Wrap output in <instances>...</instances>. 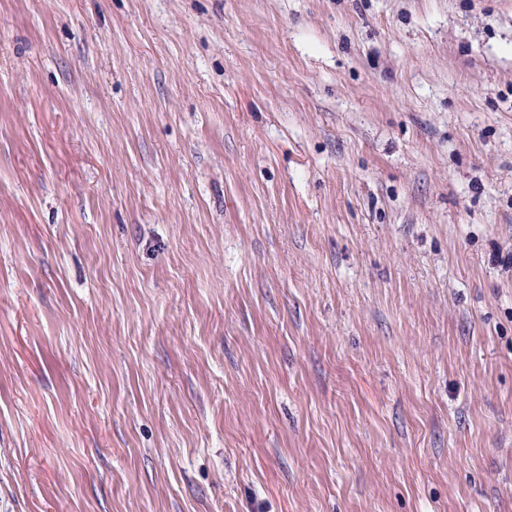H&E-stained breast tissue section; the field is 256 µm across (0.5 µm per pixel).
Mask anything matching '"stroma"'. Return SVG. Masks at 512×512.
<instances>
[{
    "instance_id": "1",
    "label": "stroma",
    "mask_w": 512,
    "mask_h": 512,
    "mask_svg": "<svg viewBox=\"0 0 512 512\" xmlns=\"http://www.w3.org/2000/svg\"><path fill=\"white\" fill-rule=\"evenodd\" d=\"M0 512H512V0H0Z\"/></svg>"
}]
</instances>
